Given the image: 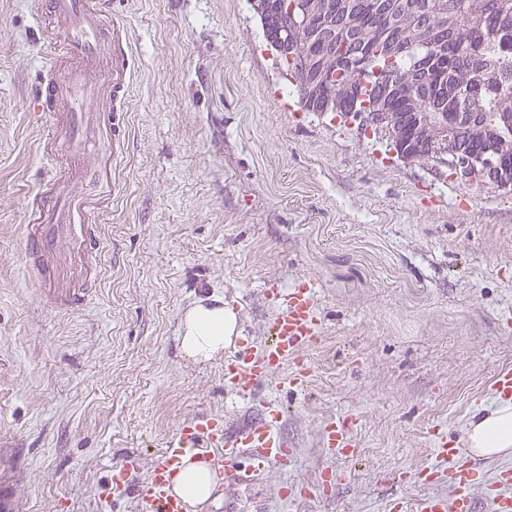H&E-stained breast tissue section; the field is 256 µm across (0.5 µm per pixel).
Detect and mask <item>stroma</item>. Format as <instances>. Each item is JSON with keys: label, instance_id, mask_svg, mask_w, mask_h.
<instances>
[{"label": "stroma", "instance_id": "1", "mask_svg": "<svg viewBox=\"0 0 512 512\" xmlns=\"http://www.w3.org/2000/svg\"><path fill=\"white\" fill-rule=\"evenodd\" d=\"M109 12L132 27L135 73L97 268L76 252L34 273L25 203L52 164L37 151L47 125L26 114L49 56L31 0H0V472L22 512H137L136 487L182 425L271 407L294 467L220 484L204 512H389L394 500L416 512L450 494L436 444L463 447L472 415L497 405L495 371L512 367V192L468 188L303 110L250 0H111ZM63 267L90 295L74 312L49 302ZM305 282L322 323L305 388L284 368L244 399L223 357L182 355L201 294L232 303L257 350L266 290ZM335 419L353 457L323 445ZM328 469L332 496H301Z\"/></svg>", "mask_w": 512, "mask_h": 512}]
</instances>
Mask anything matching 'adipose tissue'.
Listing matches in <instances>:
<instances>
[{
	"label": "adipose tissue",
	"mask_w": 512,
	"mask_h": 512,
	"mask_svg": "<svg viewBox=\"0 0 512 512\" xmlns=\"http://www.w3.org/2000/svg\"><path fill=\"white\" fill-rule=\"evenodd\" d=\"M239 334L235 308L223 298L207 295L197 299L183 315L181 351L193 361H208L223 353ZM466 443L479 458L511 453L512 402L502 401L491 412L475 414L466 432ZM219 485L218 471L198 457L186 461L172 481L174 491L193 508L209 502Z\"/></svg>",
	"instance_id": "obj_1"
}]
</instances>
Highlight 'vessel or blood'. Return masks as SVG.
I'll use <instances>...</instances> for the list:
<instances>
[{
  "label": "vessel or blood",
  "mask_w": 512,
  "mask_h": 512,
  "mask_svg": "<svg viewBox=\"0 0 512 512\" xmlns=\"http://www.w3.org/2000/svg\"><path fill=\"white\" fill-rule=\"evenodd\" d=\"M38 18H49L52 48L46 74L38 82L33 106L34 120L49 118L51 136L38 148L43 155H61L70 162L65 175L53 187L33 193L29 219L24 226V255L28 263L53 252L59 243L60 226L71 230V242L86 253L99 248L97 232H85L83 223L92 211L112 205L111 165L124 153V114L132 89V35L120 19L106 21L110 0H31ZM102 180L95 202L79 190L84 179ZM88 291H52L54 306L69 312L83 306ZM276 308L271 340L261 351L237 349L224 358V381L244 398L287 361H299L302 351L320 335L317 295L301 286L273 295ZM279 410L271 409L255 421L236 428L222 418L205 416L180 427L164 448L137 493L138 512H185L183 501L173 493L171 479L186 459L208 455L223 464L231 483L256 482L266 465L288 468L294 460L291 448L275 431ZM330 454L347 456L354 448L348 422H332L325 428ZM247 456L250 465L238 470L235 461ZM437 455L452 460L451 496L424 499L418 512H475L477 496L489 500L491 512H512V469L502 470L495 481L481 484L471 460L455 446L439 442Z\"/></svg>",
  "instance_id": "1"
}]
</instances>
